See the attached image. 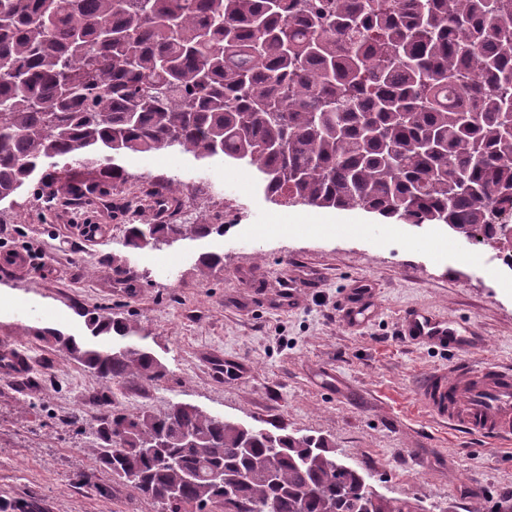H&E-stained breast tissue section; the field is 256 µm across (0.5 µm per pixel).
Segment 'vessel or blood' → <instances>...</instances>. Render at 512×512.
<instances>
[{
    "label": "vessel or blood",
    "mask_w": 512,
    "mask_h": 512,
    "mask_svg": "<svg viewBox=\"0 0 512 512\" xmlns=\"http://www.w3.org/2000/svg\"><path fill=\"white\" fill-rule=\"evenodd\" d=\"M403 336L428 346L445 347L460 334L447 320L420 311L402 319ZM29 361L17 349L0 346V371L18 373ZM422 405L438 419L498 446L512 441V369L476 371L455 366L432 373L419 390Z\"/></svg>",
    "instance_id": "vessel-or-blood-1"
}]
</instances>
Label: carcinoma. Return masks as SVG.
<instances>
[{"instance_id":"carcinoma-1","label":"carcinoma","mask_w":512,"mask_h":512,"mask_svg":"<svg viewBox=\"0 0 512 512\" xmlns=\"http://www.w3.org/2000/svg\"><path fill=\"white\" fill-rule=\"evenodd\" d=\"M173 148L255 168L282 206L357 207L511 244L512 0H0V202L79 164ZM186 189L168 179V205ZM97 192L68 189L74 205ZM224 235L205 218L133 224L125 246ZM201 255V274L223 265ZM91 337L43 328L102 389L164 376L118 313ZM96 462L157 512H420L371 494L321 436L255 429L191 404L135 413L102 393ZM195 475L193 481L185 474ZM223 476L222 481L213 474Z\"/></svg>"}]
</instances>
